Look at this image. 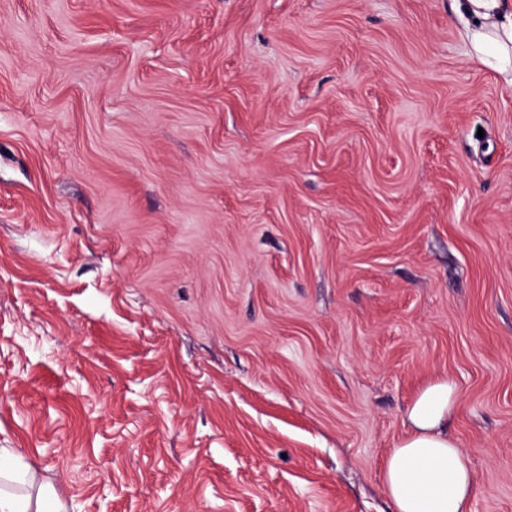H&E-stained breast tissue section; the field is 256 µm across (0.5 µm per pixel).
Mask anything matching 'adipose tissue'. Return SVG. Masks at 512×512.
I'll return each mask as SVG.
<instances>
[{"label":"adipose tissue","instance_id":"1","mask_svg":"<svg viewBox=\"0 0 512 512\" xmlns=\"http://www.w3.org/2000/svg\"><path fill=\"white\" fill-rule=\"evenodd\" d=\"M471 58L512 83V0H453ZM458 401L452 380L428 384L410 406V431L388 456L382 477L393 512H468L476 477L465 453L448 436ZM0 512H69L13 450L0 448Z\"/></svg>","mask_w":512,"mask_h":512}]
</instances>
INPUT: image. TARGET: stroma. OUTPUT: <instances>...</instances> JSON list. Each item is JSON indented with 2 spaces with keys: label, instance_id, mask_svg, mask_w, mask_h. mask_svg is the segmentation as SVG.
<instances>
[{
  "label": "stroma",
  "instance_id": "obj_1",
  "mask_svg": "<svg viewBox=\"0 0 512 512\" xmlns=\"http://www.w3.org/2000/svg\"><path fill=\"white\" fill-rule=\"evenodd\" d=\"M440 376L512 512V84L451 0H0V448L76 512H392Z\"/></svg>",
  "mask_w": 512,
  "mask_h": 512
}]
</instances>
